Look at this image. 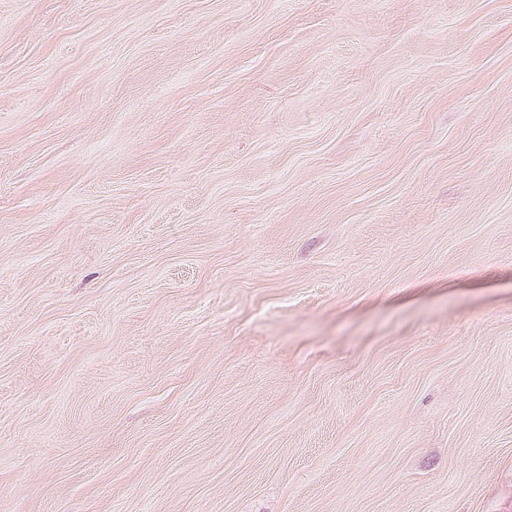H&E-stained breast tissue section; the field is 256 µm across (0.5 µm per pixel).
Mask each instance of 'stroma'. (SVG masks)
Returning <instances> with one entry per match:
<instances>
[{"mask_svg":"<svg viewBox=\"0 0 512 512\" xmlns=\"http://www.w3.org/2000/svg\"><path fill=\"white\" fill-rule=\"evenodd\" d=\"M0 512H512V0H0Z\"/></svg>","mask_w":512,"mask_h":512,"instance_id":"1","label":"stroma"}]
</instances>
